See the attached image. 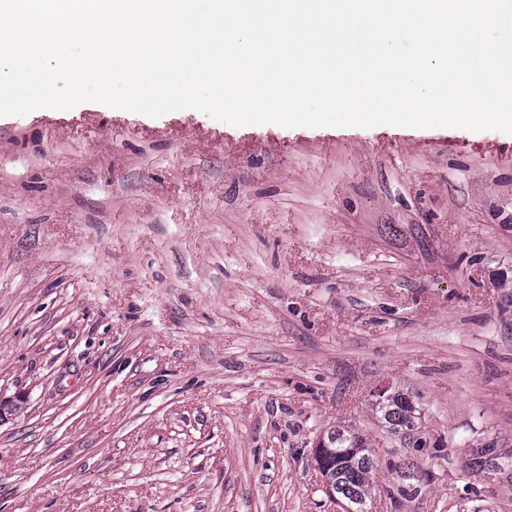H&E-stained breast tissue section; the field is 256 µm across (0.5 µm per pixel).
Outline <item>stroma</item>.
<instances>
[{"instance_id":"stroma-1","label":"stroma","mask_w":512,"mask_h":512,"mask_svg":"<svg viewBox=\"0 0 512 512\" xmlns=\"http://www.w3.org/2000/svg\"><path fill=\"white\" fill-rule=\"evenodd\" d=\"M410 393L423 447L372 402ZM0 512H512V134L0 117ZM324 443L325 460L336 482L335 493L355 505V512H365L366 502L373 495L369 481L374 467L372 443L344 426L329 430ZM497 444L487 443L482 448H475L471 452L470 468L475 472H498L504 471L502 462L503 458L511 461V451H504L503 448H496Z\"/></svg>"}]
</instances>
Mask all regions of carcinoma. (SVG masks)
Listing matches in <instances>:
<instances>
[{
    "instance_id": "carcinoma-1",
    "label": "carcinoma",
    "mask_w": 512,
    "mask_h": 512,
    "mask_svg": "<svg viewBox=\"0 0 512 512\" xmlns=\"http://www.w3.org/2000/svg\"><path fill=\"white\" fill-rule=\"evenodd\" d=\"M379 420L392 432L410 433L418 430L421 411L411 396L399 390L391 393L384 403L375 406ZM325 460L336 482L335 493L355 505V512H365V505L372 498L373 489L369 475L374 467L372 443L362 434L338 426L327 432L324 439ZM503 458H512L497 444L491 442L471 452L470 468L475 472L503 471Z\"/></svg>"
}]
</instances>
